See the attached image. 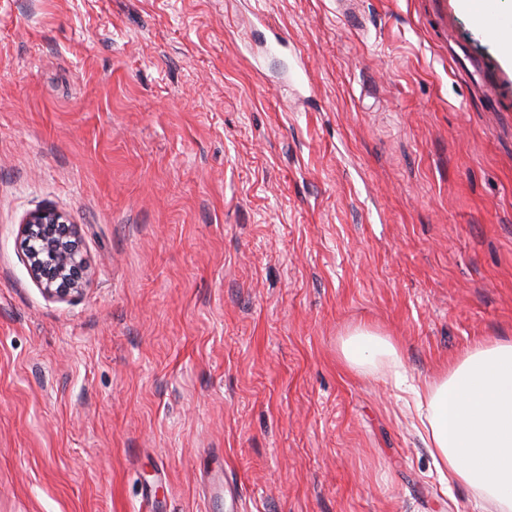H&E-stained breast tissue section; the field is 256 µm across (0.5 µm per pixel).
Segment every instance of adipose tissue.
<instances>
[{
    "label": "adipose tissue",
    "instance_id": "1",
    "mask_svg": "<svg viewBox=\"0 0 512 512\" xmlns=\"http://www.w3.org/2000/svg\"><path fill=\"white\" fill-rule=\"evenodd\" d=\"M340 353L356 372L379 361L393 370L444 487L467 485L494 512H512V340L477 344L440 378L418 384L408 380L400 346L370 326L347 331Z\"/></svg>",
    "mask_w": 512,
    "mask_h": 512
}]
</instances>
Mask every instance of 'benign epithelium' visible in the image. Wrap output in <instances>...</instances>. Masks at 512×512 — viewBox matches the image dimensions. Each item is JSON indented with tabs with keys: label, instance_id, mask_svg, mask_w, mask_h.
<instances>
[{
	"label": "benign epithelium",
	"instance_id": "obj_1",
	"mask_svg": "<svg viewBox=\"0 0 512 512\" xmlns=\"http://www.w3.org/2000/svg\"><path fill=\"white\" fill-rule=\"evenodd\" d=\"M75 235L76 225L52 207L31 213L21 225L31 275L51 299L64 300L83 291V260Z\"/></svg>",
	"mask_w": 512,
	"mask_h": 512
}]
</instances>
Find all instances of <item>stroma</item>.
<instances>
[{
	"mask_svg": "<svg viewBox=\"0 0 512 512\" xmlns=\"http://www.w3.org/2000/svg\"><path fill=\"white\" fill-rule=\"evenodd\" d=\"M506 53L429 0H0V512H493L338 345L512 339ZM75 235L76 225L52 207L31 213L21 225L27 265L48 298L64 300L83 291ZM48 255L52 259L44 260Z\"/></svg>",
	"mask_w": 512,
	"mask_h": 512,
	"instance_id": "obj_1",
	"label": "stroma"
}]
</instances>
